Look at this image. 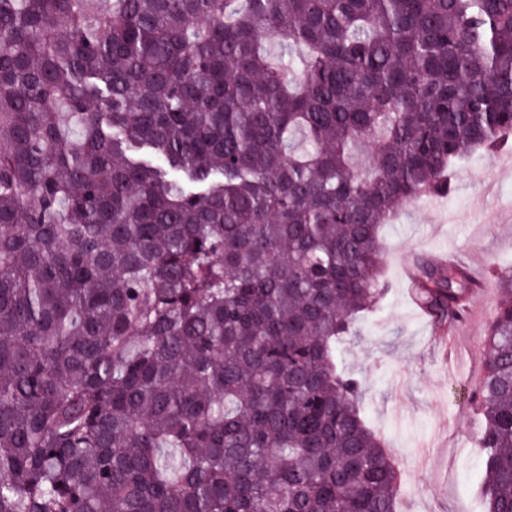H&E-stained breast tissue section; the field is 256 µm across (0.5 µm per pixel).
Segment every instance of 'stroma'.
Instances as JSON below:
<instances>
[{
  "mask_svg": "<svg viewBox=\"0 0 512 512\" xmlns=\"http://www.w3.org/2000/svg\"><path fill=\"white\" fill-rule=\"evenodd\" d=\"M454 181L451 196L411 202L382 228L380 275L389 291L378 310L361 317L360 339L339 346L344 368L368 383L369 422L402 463L401 512H484L480 423L466 399L484 372L494 271L512 266V149L464 163ZM461 253L488 288L469 299L473 325L456 327L441 343L413 299L406 268Z\"/></svg>",
  "mask_w": 512,
  "mask_h": 512,
  "instance_id": "stroma-1",
  "label": "stroma"
}]
</instances>
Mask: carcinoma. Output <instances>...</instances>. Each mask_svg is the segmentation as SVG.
Here are the masks:
<instances>
[{
  "mask_svg": "<svg viewBox=\"0 0 512 512\" xmlns=\"http://www.w3.org/2000/svg\"><path fill=\"white\" fill-rule=\"evenodd\" d=\"M507 147L512 0H0V512H397L338 344L382 226ZM497 279L468 403L512 512ZM471 288L421 267L440 337Z\"/></svg>",
  "mask_w": 512,
  "mask_h": 512,
  "instance_id": "obj_1",
  "label": "carcinoma"
}]
</instances>
